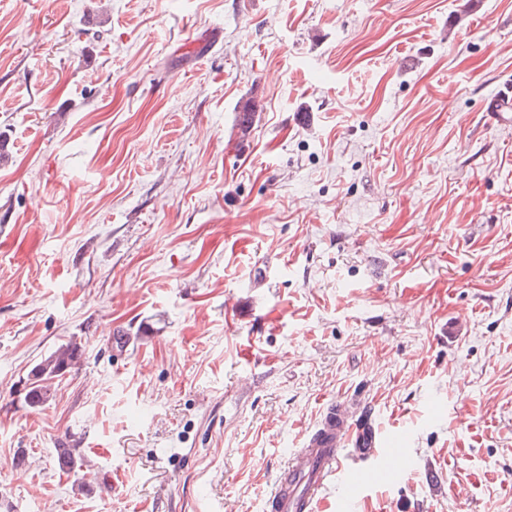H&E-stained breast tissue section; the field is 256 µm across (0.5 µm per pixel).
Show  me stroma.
<instances>
[{"label": "stroma", "instance_id": "35a3bbf8", "mask_svg": "<svg viewBox=\"0 0 512 512\" xmlns=\"http://www.w3.org/2000/svg\"><path fill=\"white\" fill-rule=\"evenodd\" d=\"M505 84L512 0H0V512H267L336 403L351 512H512ZM82 356V345L76 339L60 345L43 359L31 373L33 382L26 394L27 403L38 406L50 396V385L54 378L60 377L72 369Z\"/></svg>", "mask_w": 512, "mask_h": 512}]
</instances>
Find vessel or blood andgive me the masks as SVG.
<instances>
[{"mask_svg":"<svg viewBox=\"0 0 512 512\" xmlns=\"http://www.w3.org/2000/svg\"><path fill=\"white\" fill-rule=\"evenodd\" d=\"M348 431L345 423L331 427L324 439L307 440L288 457L267 496L268 512H311L331 475H341L346 487L357 490L367 484L372 471L400 454L396 448L378 449L370 440L357 451L360 464H344L341 443Z\"/></svg>","mask_w":512,"mask_h":512,"instance_id":"1","label":"vessel or blood"}]
</instances>
